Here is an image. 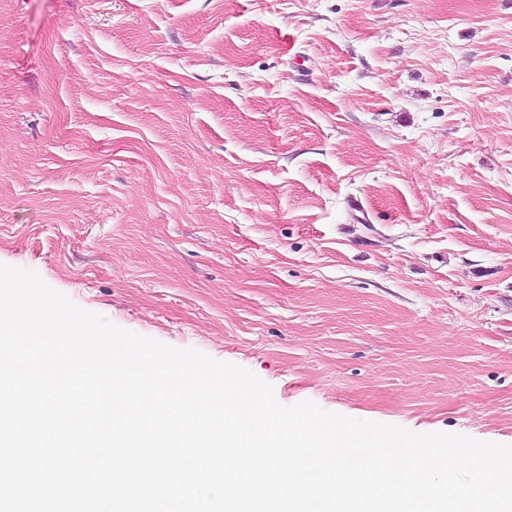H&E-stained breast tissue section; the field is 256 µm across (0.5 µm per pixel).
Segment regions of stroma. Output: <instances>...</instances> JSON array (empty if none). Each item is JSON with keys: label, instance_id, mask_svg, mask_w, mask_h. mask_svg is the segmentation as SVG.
I'll return each instance as SVG.
<instances>
[{"label": "stroma", "instance_id": "stroma-1", "mask_svg": "<svg viewBox=\"0 0 512 512\" xmlns=\"http://www.w3.org/2000/svg\"><path fill=\"white\" fill-rule=\"evenodd\" d=\"M0 264L512 445V0H0Z\"/></svg>", "mask_w": 512, "mask_h": 512}]
</instances>
